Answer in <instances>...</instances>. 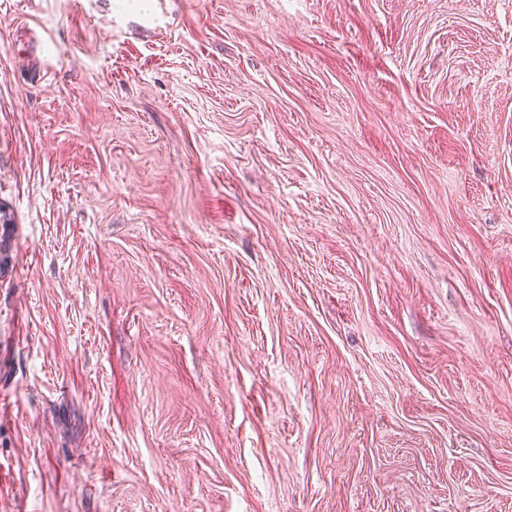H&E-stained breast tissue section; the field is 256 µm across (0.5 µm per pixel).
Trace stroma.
I'll return each instance as SVG.
<instances>
[{
	"instance_id": "obj_1",
	"label": "stroma",
	"mask_w": 512,
	"mask_h": 512,
	"mask_svg": "<svg viewBox=\"0 0 512 512\" xmlns=\"http://www.w3.org/2000/svg\"><path fill=\"white\" fill-rule=\"evenodd\" d=\"M0 512H512V0H0Z\"/></svg>"
}]
</instances>
